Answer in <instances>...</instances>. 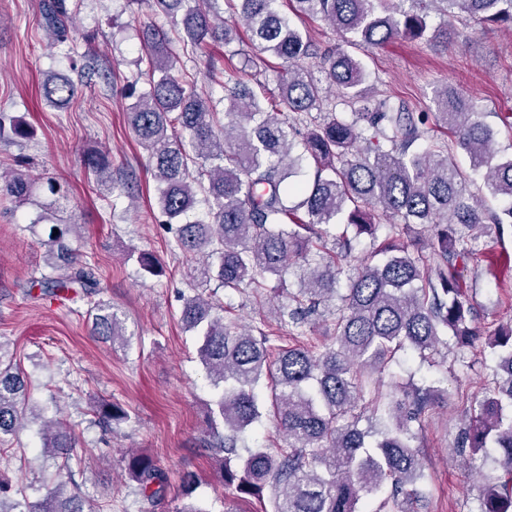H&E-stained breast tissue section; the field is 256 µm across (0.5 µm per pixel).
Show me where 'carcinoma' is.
<instances>
[{
  "label": "carcinoma",
  "mask_w": 512,
  "mask_h": 512,
  "mask_svg": "<svg viewBox=\"0 0 512 512\" xmlns=\"http://www.w3.org/2000/svg\"><path fill=\"white\" fill-rule=\"evenodd\" d=\"M149 2L169 27L142 32L149 89L129 86L128 123L148 153L157 182V204L172 234L173 252L195 257L201 278L226 291L254 297L297 288L268 310L277 328H288L296 344L275 348L274 330L253 331L224 318V306L192 289L182 297L181 321L199 338L198 357L219 391L208 420L220 418L209 447L218 458L224 487L269 506L261 512H410L423 477L410 425L439 403L445 391L430 382L411 391L365 399L374 375L384 374L400 352L425 361L450 338L458 347L484 340L493 366L482 399L469 409L457 441L463 459L493 448L507 480L480 487V512H512V323L482 337L477 310L465 296L463 272L473 254L472 231L491 223L512 228V156H500L496 132L473 102L454 88L437 93L436 111L416 113L371 92L364 62L337 47L324 54L288 12L319 18L347 42L376 48L394 38L447 47L454 33L449 18L460 14L478 26L512 30V0H225L236 24L228 26L220 0H127ZM442 18L428 22L430 10ZM45 20L52 42H70L67 0H48ZM251 34L252 53L243 68L224 78V111L201 97L188 73L175 74L172 44L202 50L229 46L238 31ZM274 56L287 64L278 77V97L265 106L243 72ZM322 57L325 79L348 99L352 112L320 110L321 80L306 60ZM78 85L57 73L43 81L47 103L62 108ZM444 138L422 148L428 121ZM31 134L26 122L0 112V141ZM468 158V169L456 160ZM314 169L296 180L305 163ZM85 167L103 195L112 193V162L87 154ZM482 173L484 187L503 206L491 209L468 188L469 173ZM53 197L34 223H50L45 295L66 298L98 294V282L71 246L77 225L60 224L54 206L63 197L52 177L37 182L21 170L0 173V197L20 207L37 191ZM207 204L196 215L198 196ZM397 218L400 228L383 221ZM352 228L336 234V225ZM385 239L351 271L360 239ZM93 311L94 335L114 344L124 328L110 305ZM329 317L334 337L315 347L299 341L313 317ZM20 371L0 360V436L27 427L33 414ZM271 400L274 427L285 445L260 446L239 454L243 436L262 424ZM94 422L106 427L128 418L107 399L94 401ZM368 427H360L361 422ZM79 439L60 418H46L40 454L63 458L67 480L56 482L31 503L26 487L0 472V512H93L69 466ZM126 473L136 484L140 512H155L169 488L153 460L132 454Z\"/></svg>",
  "instance_id": "carcinoma-1"
}]
</instances>
